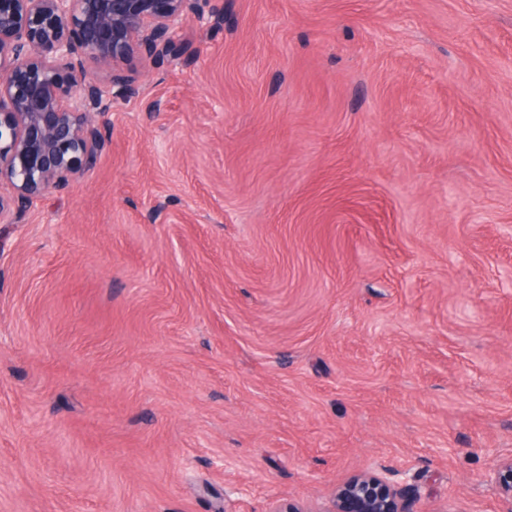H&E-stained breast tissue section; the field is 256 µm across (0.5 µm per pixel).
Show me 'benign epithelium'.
<instances>
[{
	"mask_svg": "<svg viewBox=\"0 0 512 512\" xmlns=\"http://www.w3.org/2000/svg\"><path fill=\"white\" fill-rule=\"evenodd\" d=\"M210 0H0V223L33 200L70 187L105 145L92 115L139 94L123 65L175 53L184 17L219 15ZM112 68L110 87L85 80L86 65ZM398 473L382 468L341 486L330 512H408ZM512 512V455L491 473Z\"/></svg>",
	"mask_w": 512,
	"mask_h": 512,
	"instance_id": "1",
	"label": "benign epithelium"
}]
</instances>
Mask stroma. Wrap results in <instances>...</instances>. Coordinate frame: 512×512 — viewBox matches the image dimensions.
<instances>
[{"instance_id":"obj_1","label":"stroma","mask_w":512,"mask_h":512,"mask_svg":"<svg viewBox=\"0 0 512 512\" xmlns=\"http://www.w3.org/2000/svg\"><path fill=\"white\" fill-rule=\"evenodd\" d=\"M0 223V512H504L512 0H216ZM492 485L498 496L509 503L505 512L512 511V454L496 460L491 473ZM399 473L381 468L377 472L354 477L341 486L330 512H410L404 503Z\"/></svg>"}]
</instances>
